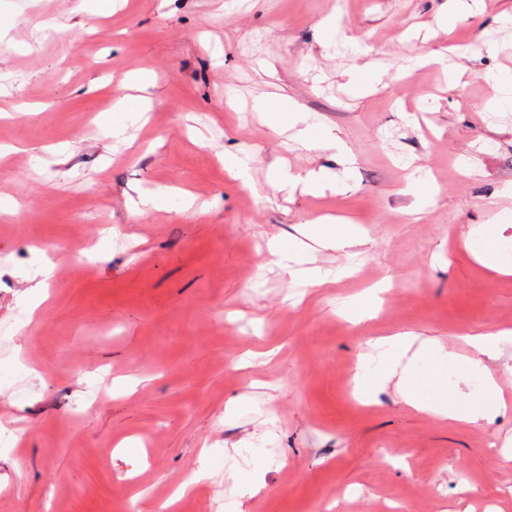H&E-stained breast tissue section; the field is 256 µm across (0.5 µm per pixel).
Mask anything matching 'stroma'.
I'll use <instances>...</instances> for the list:
<instances>
[{
	"mask_svg": "<svg viewBox=\"0 0 512 512\" xmlns=\"http://www.w3.org/2000/svg\"><path fill=\"white\" fill-rule=\"evenodd\" d=\"M0 0V512H512V343L506 406L462 424L369 403L351 379L376 338L411 332L464 355L512 330V275L476 262L467 231L512 209V0ZM335 17L334 35L323 22ZM446 54L452 69L413 65ZM156 76L117 144L112 104ZM369 77L352 91L353 79ZM300 106L343 145L261 124L255 101ZM253 153V188L227 150ZM325 174L320 195L273 188L280 167ZM439 186L409 189L413 169ZM198 205L183 211L178 190ZM159 207L134 212L142 193ZM331 214L363 229L301 285L267 243ZM58 245L50 297L26 291ZM385 285L354 323L339 303ZM209 476L195 481L200 467ZM249 158L244 151L224 152V171L243 186H250Z\"/></svg>",
	"mask_w": 512,
	"mask_h": 512,
	"instance_id": "1",
	"label": "stroma"
}]
</instances>
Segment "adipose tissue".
Masks as SVG:
<instances>
[{
    "instance_id": "1",
    "label": "adipose tissue",
    "mask_w": 512,
    "mask_h": 512,
    "mask_svg": "<svg viewBox=\"0 0 512 512\" xmlns=\"http://www.w3.org/2000/svg\"><path fill=\"white\" fill-rule=\"evenodd\" d=\"M257 110L272 129L297 127L299 135L313 147L329 143L330 136L320 126L308 123L299 108L264 101ZM360 236L354 224H334L315 220L304 224L302 239L272 238L269 251L280 265L303 262L307 242L345 248ZM467 241H481L483 249L473 257L485 267L512 273V252L504 249L494 224L472 228ZM512 339V332H482L469 339L470 353L459 356L433 342L416 343L412 334L399 333L377 340L364 355L354 376V387L363 398L374 397L389 381H396L404 401L417 411L464 423L491 418L504 405L500 377L489 366V359L501 344Z\"/></svg>"
}]
</instances>
